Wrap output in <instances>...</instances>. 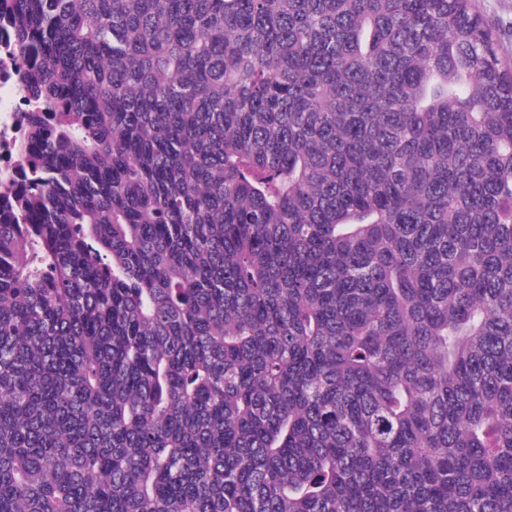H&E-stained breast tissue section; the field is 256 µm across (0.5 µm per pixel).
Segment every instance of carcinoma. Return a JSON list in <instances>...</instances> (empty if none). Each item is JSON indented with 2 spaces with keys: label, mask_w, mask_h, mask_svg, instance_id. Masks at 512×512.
Wrapping results in <instances>:
<instances>
[{
  "label": "carcinoma",
  "mask_w": 512,
  "mask_h": 512,
  "mask_svg": "<svg viewBox=\"0 0 512 512\" xmlns=\"http://www.w3.org/2000/svg\"><path fill=\"white\" fill-rule=\"evenodd\" d=\"M0 512H512V68L473 0H0ZM20 69L7 55L0 57V168H18L15 144L32 112L21 89Z\"/></svg>",
  "instance_id": "cac0c4a2"
}]
</instances>
